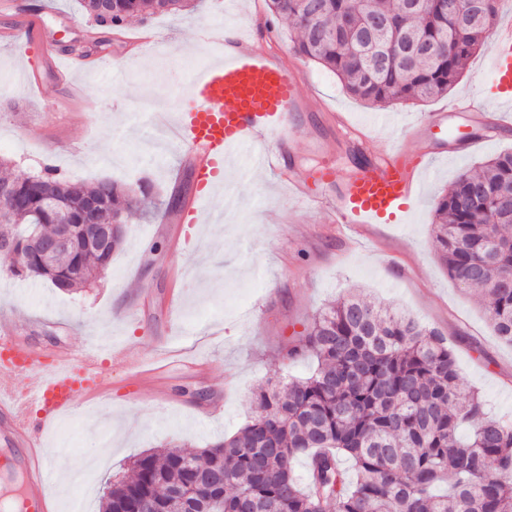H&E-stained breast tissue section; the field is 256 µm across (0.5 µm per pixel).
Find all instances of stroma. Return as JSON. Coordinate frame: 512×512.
<instances>
[{
  "mask_svg": "<svg viewBox=\"0 0 512 512\" xmlns=\"http://www.w3.org/2000/svg\"><path fill=\"white\" fill-rule=\"evenodd\" d=\"M32 0H0V157L16 173L55 166L65 178H101L189 199L194 184L181 165V146L163 150L151 95L173 94L217 59L202 29L222 33L258 25L287 71H304L303 96L324 110L347 113L371 128L367 149H410L408 135L427 112L462 95L499 108L488 91L490 50L481 47L447 96L426 103L366 106L348 96L333 74L295 55L286 25L267 0H192L170 15H143L119 29L99 27L79 0H42L58 54L84 53L74 78L86 92V118L70 112L66 90L35 49L13 32ZM159 37L135 44L143 28ZM108 40L100 51L99 40ZM291 162L298 174L323 163L352 170L353 156L316 112L294 121ZM326 150H316V143ZM512 149V133L458 156L423 161L422 200L406 225L381 224L367 240L335 224L326 211L297 201L273 173L258 168L254 149L232 153L224 180L206 205L212 222H177L165 205L130 215L125 239L95 285L63 293L50 283L12 277L0 254V321L37 347L88 348L114 337L133 352L112 368V389L83 400L44 434L60 492V512H99L104 487L147 450L169 444L205 448L233 435L254 414L255 393L278 377H307L312 356L285 357L286 347L330 302L348 294L382 303L440 330L465 381L490 413L512 421V346L494 336L474 290H461L441 263L432 235L436 202L463 172Z\"/></svg>",
  "mask_w": 512,
  "mask_h": 512,
  "instance_id": "1",
  "label": "stroma"
}]
</instances>
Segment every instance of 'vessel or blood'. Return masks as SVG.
<instances>
[{
  "instance_id": "vessel-or-blood-1",
  "label": "vessel or blood",
  "mask_w": 512,
  "mask_h": 512,
  "mask_svg": "<svg viewBox=\"0 0 512 512\" xmlns=\"http://www.w3.org/2000/svg\"><path fill=\"white\" fill-rule=\"evenodd\" d=\"M25 29L28 42L50 48L54 36L36 15L28 16ZM220 55V62L208 66L185 94L186 109L175 129L197 183L186 203L191 215H201L228 151L271 140L276 147L261 152V166L287 182L297 199L328 208L334 223L359 231L377 224H406L419 194L418 158L446 151L464 154L512 130L510 27L496 32L489 58L493 90L504 109L481 117L472 97L457 98L447 111L429 113L421 121L425 133L414 150L380 154L366 150L365 132L356 129L345 113H328L337 142L358 157L345 175L324 164L301 177L291 164L288 117L305 109L302 74L287 73L277 59L258 47L250 33L225 39ZM459 113L474 116L476 130L457 133L448 118ZM127 354V349L117 348L104 360L89 348H64L48 357L15 336L9 324L0 325V407L12 412L9 422L0 425V435L16 438L20 444L17 465L24 477V512H53L55 508L53 468L42 446L44 430L88 394L107 390L112 384L113 360ZM23 369L40 373V383L22 384L19 372Z\"/></svg>"
}]
</instances>
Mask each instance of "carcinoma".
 <instances>
[{
  "label": "carcinoma",
  "mask_w": 512,
  "mask_h": 512,
  "mask_svg": "<svg viewBox=\"0 0 512 512\" xmlns=\"http://www.w3.org/2000/svg\"><path fill=\"white\" fill-rule=\"evenodd\" d=\"M105 27L119 29L146 12L173 13L188 0H80ZM467 0H269L291 23L294 51L333 72L369 105L427 101L448 94L494 25L500 0L464 26L451 3ZM0 186V235L16 241L13 275L40 278L64 292L110 266V254L79 247L48 263L31 251L30 225L86 220L126 224L152 204L146 182L123 187L61 177L46 163ZM50 187L54 203H43ZM435 242L448 275L479 288L495 336L512 345V152L496 154L448 187L435 209ZM311 354L304 380H281L255 395L256 414L232 437L199 451L172 445L144 453L131 475L112 480L101 512H183L221 497L224 512H512V424L488 414L460 376L440 332L355 296L328 304L293 342L287 359ZM308 459L301 485L294 465Z\"/></svg>",
  "instance_id": "obj_1"
}]
</instances>
